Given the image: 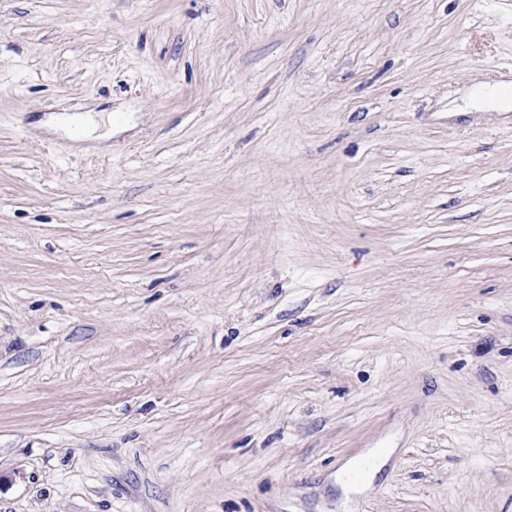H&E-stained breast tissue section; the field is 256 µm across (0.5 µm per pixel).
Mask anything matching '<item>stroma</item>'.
<instances>
[{
    "instance_id": "obj_1",
    "label": "stroma",
    "mask_w": 512,
    "mask_h": 512,
    "mask_svg": "<svg viewBox=\"0 0 512 512\" xmlns=\"http://www.w3.org/2000/svg\"><path fill=\"white\" fill-rule=\"evenodd\" d=\"M511 74L512 0H0V512H512Z\"/></svg>"
}]
</instances>
